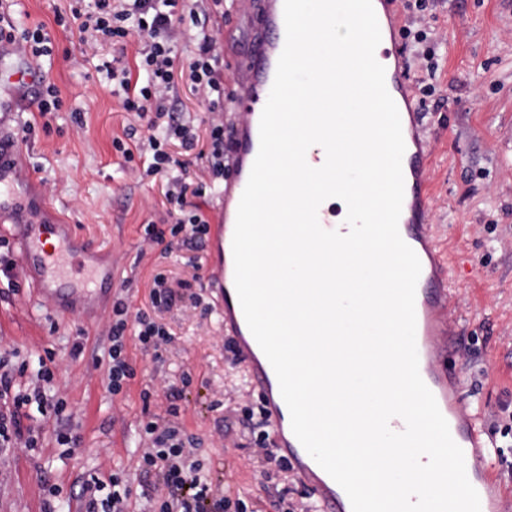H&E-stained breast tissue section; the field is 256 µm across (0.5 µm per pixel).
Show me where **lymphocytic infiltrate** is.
Returning <instances> with one entry per match:
<instances>
[{
  "instance_id": "obj_1",
  "label": "lymphocytic infiltrate",
  "mask_w": 512,
  "mask_h": 512,
  "mask_svg": "<svg viewBox=\"0 0 512 512\" xmlns=\"http://www.w3.org/2000/svg\"><path fill=\"white\" fill-rule=\"evenodd\" d=\"M70 12L80 29L92 30L97 40L114 48L115 53L104 68L124 92V110L144 125L146 134L138 150H124L126 161H133L135 153L145 154L147 174L168 180L166 199L171 227L164 231L157 225H148L150 245L163 244L169 235H180L187 241L202 238L209 231V220L201 201L224 185V51L220 28L200 25L187 63L191 86L210 114L206 163L201 176L190 181L171 177L176 161L169 146L177 142L190 150L199 137L191 121L173 112L169 94L179 75L178 41L186 23L199 20L194 0H95L92 12H82L76 4ZM134 39L140 42L141 49L135 63L130 64L125 60V49ZM109 335L112 364L108 379L115 395L122 393L136 376L126 355L129 336H136L144 354L155 362L162 361L171 343L161 325L143 315L130 317L128 307L120 301L112 307ZM14 375V370L0 363V447L31 448L37 443L38 433L22 424V408L37 404L51 419L59 416L62 403L44 390L45 383L54 377L53 368L42 369L35 382L22 392L15 388ZM160 394L168 397L169 404L164 415L146 414L138 459V468L147 480L143 495L151 512H229L232 501L224 488L200 474L202 463L193 441L184 434L180 408L171 401L170 382L159 380L143 389L140 398L148 406ZM122 484V477L113 476L114 490L108 495L104 492L106 485L99 479L84 481L81 496L86 512H127V496L120 491Z\"/></svg>"
}]
</instances>
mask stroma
Segmentation results:
<instances>
[{
    "label": "stroma",
    "instance_id": "1",
    "mask_svg": "<svg viewBox=\"0 0 512 512\" xmlns=\"http://www.w3.org/2000/svg\"><path fill=\"white\" fill-rule=\"evenodd\" d=\"M70 0H12L9 18L20 29L44 25L54 41L52 56L31 60L13 45L0 46V65L33 71L34 81L0 94L11 114L6 127L33 123L17 155L30 170L31 195L51 204L46 220L70 225L90 241L97 262L111 268L115 285L85 309L61 313L39 298L29 282L11 289L0 283V355L22 367L16 383L28 386L46 360L56 372L48 395L61 399L60 418L44 420L37 405L23 408L24 424L38 428L36 447L0 449V512H85L81 484L90 476L109 480L123 473L131 512H144L137 461L144 417L141 389L155 380L180 385L184 426L198 441L202 472L223 484L248 512H277L275 496L287 489L292 512H316V498L295 471L265 477L254 463L253 437L242 422L261 399L245 365L228 359L230 336L222 302L205 281H192L190 297L168 309H153L155 274L191 279L190 259L210 266L208 240L171 250L148 246L145 228L167 220L166 182L145 175L142 160L127 163L114 141L127 137L132 119L100 65L112 47L57 23ZM424 41L397 35L408 57L428 52L439 69L434 89L416 94L430 141L432 226L452 266L451 308L460 347L461 393L502 458L497 479L512 512V0H429L420 25ZM54 83L62 106L50 119L38 114L39 79ZM124 300L130 314H149L172 342L156 364L129 344L137 375L121 394L107 387L108 322L112 305ZM84 350L72 357L75 341ZM79 439L71 448L61 434Z\"/></svg>",
    "mask_w": 512,
    "mask_h": 512
}]
</instances>
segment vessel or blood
Returning a JSON list of instances; mask_svg holds the SVG:
<instances>
[{
    "label": "vessel or blood",
    "mask_w": 512,
    "mask_h": 512,
    "mask_svg": "<svg viewBox=\"0 0 512 512\" xmlns=\"http://www.w3.org/2000/svg\"><path fill=\"white\" fill-rule=\"evenodd\" d=\"M381 32L399 27L395 0H372ZM284 0H248L242 20L228 42L238 65L236 107L238 120L232 144L235 185L225 189L222 207L211 240L224 251L223 263L213 265L208 284L223 302L224 327L234 342L239 360L248 368L259 389L264 410L275 436L277 454L291 462L313 489L324 512H352L345 491L312 459L294 435L288 407L276 374L259 347L238 300L234 284L232 240L238 205L259 152V123L284 48L286 31ZM385 65V83L401 119L405 152L402 158L404 199L398 229L401 238L417 254L421 273L416 286V348L420 375L433 393L453 440L461 447L466 474L479 494L481 512H505L504 492L492 477L494 454L474 415L460 397L463 372L448 367L443 356L451 344L453 319L448 307L447 264L428 230L430 185L427 172L430 147L413 102V77L404 50L392 47ZM22 138H0V217L7 213L28 215L22 226L21 264L36 293L57 311L69 310L76 296L91 298L111 284V271L95 261L88 241L75 237L67 224H42L33 220L34 204L17 192L25 184L24 173L14 162Z\"/></svg>",
    "instance_id": "obj_1"
}]
</instances>
